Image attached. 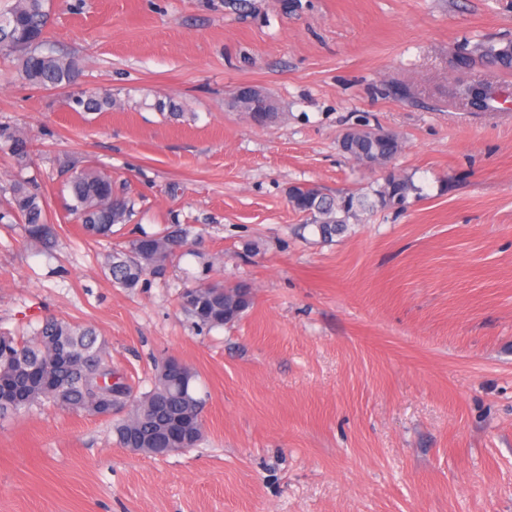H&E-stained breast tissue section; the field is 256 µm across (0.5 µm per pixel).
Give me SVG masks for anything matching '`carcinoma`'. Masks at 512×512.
Segmentation results:
<instances>
[{
  "instance_id": "cac0c4a2",
  "label": "carcinoma",
  "mask_w": 512,
  "mask_h": 512,
  "mask_svg": "<svg viewBox=\"0 0 512 512\" xmlns=\"http://www.w3.org/2000/svg\"><path fill=\"white\" fill-rule=\"evenodd\" d=\"M47 0H13L0 9V56H16L22 78L31 87L51 90L70 86L80 71L79 59L54 49L47 36ZM465 54L457 65L470 66L476 57L486 59L503 70H512V40L464 43ZM453 98L463 103L480 98L486 110L495 109L497 89L481 80L454 85ZM73 102L84 112H102L116 104L110 95H77ZM9 143L16 164L24 168L31 157V141L19 131L0 132ZM399 139L377 142L357 139L350 157L364 153L395 157ZM66 189L68 207L76 214L84 232L110 241L113 227L124 224L134 202L114 193L112 178L97 170L80 169L71 173ZM12 210L22 224L27 242L50 249L57 239L56 225L48 222L43 199L30 182L16 180L8 187ZM419 187L401 174L383 179L375 190L374 204L392 208L405 204ZM288 202L292 208L310 216L311 226L324 240L341 232L357 211L366 207L361 197L339 199L323 195L314 188H294ZM185 230L179 226L155 235L142 233L124 250L109 249L102 264L112 283L120 288L137 287L147 275L164 274L167 265L183 245ZM182 309L203 328H220L237 322L253 304L247 286L226 288L219 283L183 289L179 294ZM157 368L152 387L138 397L116 376L108 345L95 329L49 318L22 338L0 332V420L35 406L52 405L89 416L109 419L116 407L131 403L130 413L114 425L117 444L122 448H194L204 436L200 417L203 401L197 397L196 374L185 367L183 378L168 381Z\"/></svg>"
}]
</instances>
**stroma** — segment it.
Listing matches in <instances>:
<instances>
[{
  "instance_id": "stroma-1",
  "label": "stroma",
  "mask_w": 512,
  "mask_h": 512,
  "mask_svg": "<svg viewBox=\"0 0 512 512\" xmlns=\"http://www.w3.org/2000/svg\"><path fill=\"white\" fill-rule=\"evenodd\" d=\"M251 3L51 0L73 89L0 57V130L34 149L21 169L0 140V213L30 179L59 227L48 250L0 223V331L92 327L134 394L175 358L205 401L201 443L163 458L67 409L0 420V512H512V73L455 66L463 40H512V0ZM462 78L498 85V110L455 102ZM242 86L270 122L234 107ZM76 89L116 105L73 111ZM360 124L399 138L390 166L420 192L325 241L288 192L373 197L381 172L339 148ZM74 168L134 200L117 247L186 228L164 275L113 285L67 211ZM215 282L253 305L209 330L178 293Z\"/></svg>"
}]
</instances>
